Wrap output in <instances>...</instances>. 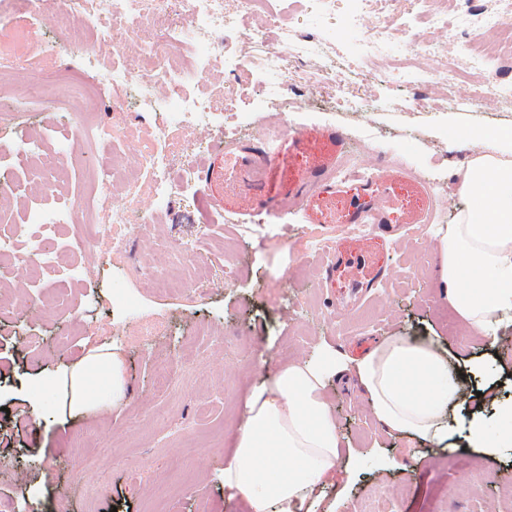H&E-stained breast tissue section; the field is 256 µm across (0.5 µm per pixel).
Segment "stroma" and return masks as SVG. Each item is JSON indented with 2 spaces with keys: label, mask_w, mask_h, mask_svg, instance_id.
I'll list each match as a JSON object with an SVG mask.
<instances>
[{
  "label": "stroma",
  "mask_w": 512,
  "mask_h": 512,
  "mask_svg": "<svg viewBox=\"0 0 512 512\" xmlns=\"http://www.w3.org/2000/svg\"><path fill=\"white\" fill-rule=\"evenodd\" d=\"M59 0H42L35 12L8 8L12 26L26 29L40 51L34 70H69L94 86L88 117H74L65 90L20 111L34 129L68 132L76 155L55 166L64 199L89 192L86 173L99 144L82 128H112L136 174L138 159L163 113H141L133 89L102 80L89 66L85 23L69 35L54 32ZM332 22L311 13L308 0H274L271 13L245 17L243 26L264 30L263 42L221 34V54L212 57L207 81L187 84L185 94L224 92L233 107L212 113L203 124L168 129L165 153L178 176L191 175L214 137L248 136L264 126L280 135L283 114L298 121L331 124L351 140L344 163L363 160L402 165L443 189L441 224L455 223L466 199L460 173L479 152L473 131L512 128V102L496 99L483 74L465 72L459 91L473 95L465 111L448 102L450 92L429 83L423 91L383 82L385 57L360 55L359 29L346 17L350 0H336ZM461 0H390L397 41L416 34L436 41L448 61L463 63L467 43L455 18ZM444 12L450 22L437 30L421 11ZM287 47V88L265 82L262 58ZM335 71V84L321 76ZM351 95L365 101L357 112L337 108ZM11 125L0 126V206L22 212L15 186L22 174L10 158ZM197 195L157 199L149 181L135 188L132 232L122 251L106 238L92 245L85 263L43 276L50 298L39 304L27 275H0V501L15 512H152L165 499L168 512H248L245 501L229 498L224 464L233 452L251 389L274 369L304 359L322 346L349 351L352 339L392 334L411 340L439 337L461 380L458 430L448 447L431 448L408 436L388 435L371 417L357 384L329 382L326 398L336 418L343 454L354 455L352 472L337 470L317 491L313 512H512V444L481 448L466 428L479 419L497 430L512 406V320L496 330L495 343L471 331L438 286V251L418 263L416 234L380 255L397 275L351 314L327 305L320 281L315 232L301 225L240 224L233 218L200 223ZM190 259H183V251ZM165 272L171 292L162 294L151 270ZM99 345L124 355L127 404L119 411H89L61 419L49 396L56 368ZM175 362L177 379L159 393L157 365ZM482 363L472 373V363Z\"/></svg>",
  "instance_id": "35a3bbf8"
}]
</instances>
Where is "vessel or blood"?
<instances>
[{
	"label": "vessel or blood",
	"mask_w": 512,
	"mask_h": 512,
	"mask_svg": "<svg viewBox=\"0 0 512 512\" xmlns=\"http://www.w3.org/2000/svg\"><path fill=\"white\" fill-rule=\"evenodd\" d=\"M284 133L268 141L264 132L219 143L195 169L208 215L252 217L298 215L317 229L344 225L352 237L329 241L323 275L354 273L350 303L358 305L391 277L390 267L371 259L374 244L391 230L412 232L435 221V186L407 168L366 160L352 176L341 173L347 144L333 125H298L283 119Z\"/></svg>",
	"instance_id": "vessel-or-blood-1"
}]
</instances>
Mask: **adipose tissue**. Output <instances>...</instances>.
Wrapping results in <instances>:
<instances>
[{
    "label": "adipose tissue",
    "instance_id": "obj_1",
    "mask_svg": "<svg viewBox=\"0 0 512 512\" xmlns=\"http://www.w3.org/2000/svg\"><path fill=\"white\" fill-rule=\"evenodd\" d=\"M498 154L468 163L461 189L469 201L457 223L440 227L438 277L466 325L488 335L512 312V128L481 130ZM355 378L373 419L386 431L428 444L450 434L448 411L461 403L460 383L437 338L385 336L359 357L332 347L280 367L245 402L224 487L250 512H313L317 487L341 463L336 420L323 391L329 380ZM104 377L107 399L93 381ZM59 413L124 406L127 385L118 350L95 348L61 365L53 380Z\"/></svg>",
    "mask_w": 512,
    "mask_h": 512
}]
</instances>
